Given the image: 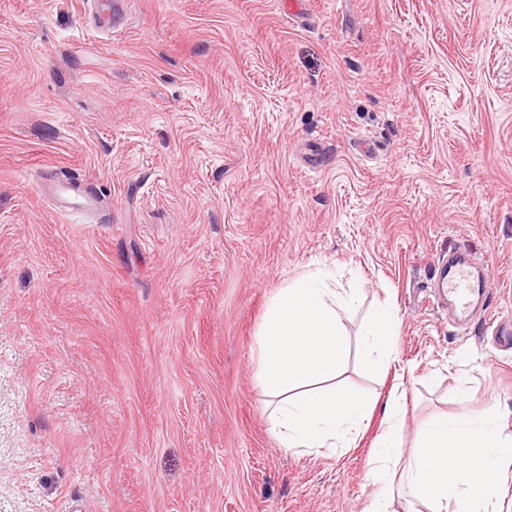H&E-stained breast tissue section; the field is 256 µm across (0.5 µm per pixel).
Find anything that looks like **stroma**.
Instances as JSON below:
<instances>
[{
    "instance_id": "35a3bbf8",
    "label": "stroma",
    "mask_w": 512,
    "mask_h": 512,
    "mask_svg": "<svg viewBox=\"0 0 512 512\" xmlns=\"http://www.w3.org/2000/svg\"><path fill=\"white\" fill-rule=\"evenodd\" d=\"M127 14L0 0V512H367L381 410L354 447L291 451L258 386L270 301L319 266L357 291L338 384L404 385V448L465 411L512 432V348L429 287L468 250L512 321V0ZM399 320L389 309H377L366 332L363 334L362 347L368 363L375 369H382L390 360Z\"/></svg>"
}]
</instances>
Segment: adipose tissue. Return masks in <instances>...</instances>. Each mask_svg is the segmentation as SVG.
<instances>
[{"instance_id": "adipose-tissue-1", "label": "adipose tissue", "mask_w": 512, "mask_h": 512, "mask_svg": "<svg viewBox=\"0 0 512 512\" xmlns=\"http://www.w3.org/2000/svg\"><path fill=\"white\" fill-rule=\"evenodd\" d=\"M324 270L303 275L272 298L258 331L260 387L266 398L271 430L287 449L348 448L361 433L371 402L335 380L345 361V326L341 311L347 298L329 288ZM394 312H374L363 335L368 363L382 369L390 360L398 334ZM406 411L397 394L384 409L386 430L376 442L373 477L382 488L368 512H389L395 497L404 512H448V500L463 498L466 512H495L490 506L496 449L512 446V434L493 415L434 418L420 433L407 466L390 467L401 456L399 430Z\"/></svg>"}]
</instances>
